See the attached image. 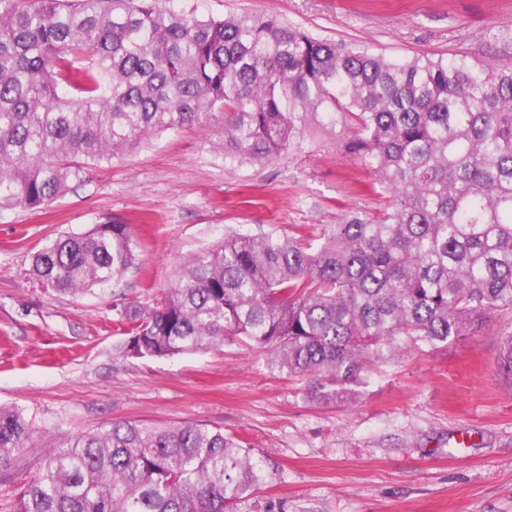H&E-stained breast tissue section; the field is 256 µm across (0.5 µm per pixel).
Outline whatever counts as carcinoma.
Masks as SVG:
<instances>
[{
	"instance_id": "obj_1",
	"label": "carcinoma",
	"mask_w": 512,
	"mask_h": 512,
	"mask_svg": "<svg viewBox=\"0 0 512 512\" xmlns=\"http://www.w3.org/2000/svg\"><path fill=\"white\" fill-rule=\"evenodd\" d=\"M218 110L224 165L263 164L327 135L391 194L382 213L306 239L228 232L181 264L156 305H114L117 355L160 359L243 342L330 403L399 353L512 314V68L390 57L270 15H198L163 0H0V209L69 183ZM128 224L59 236L34 256L55 291L119 283ZM36 426L0 407V466ZM271 478L224 429L114 420L50 449L13 512H237Z\"/></svg>"
}]
</instances>
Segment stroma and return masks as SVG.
Here are the masks:
<instances>
[{
	"label": "stroma",
	"instance_id": "obj_1",
	"mask_svg": "<svg viewBox=\"0 0 512 512\" xmlns=\"http://www.w3.org/2000/svg\"><path fill=\"white\" fill-rule=\"evenodd\" d=\"M201 15L269 14L389 56L463 53L512 67V0H173ZM222 113L101 164L39 210H0V405L39 429L0 469V512L41 457L123 419L222 427L269 463L258 502L239 512H512V383L499 370L512 318L486 315L465 336L399 354L352 397L319 404L271 373L262 350L227 344L162 359L120 358L114 304L155 305L179 265L225 232L298 235L384 208L373 176L323 133L239 170L214 148ZM131 225L139 260L116 286L46 288L32 259L93 225Z\"/></svg>",
	"mask_w": 512,
	"mask_h": 512
}]
</instances>
